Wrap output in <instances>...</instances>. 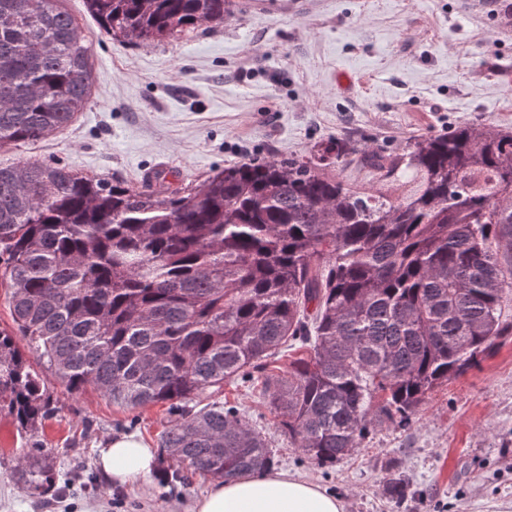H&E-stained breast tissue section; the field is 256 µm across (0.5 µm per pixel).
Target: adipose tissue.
<instances>
[{
  "instance_id": "1",
  "label": "adipose tissue",
  "mask_w": 512,
  "mask_h": 512,
  "mask_svg": "<svg viewBox=\"0 0 512 512\" xmlns=\"http://www.w3.org/2000/svg\"><path fill=\"white\" fill-rule=\"evenodd\" d=\"M155 458V449L125 435L102 449L99 465L107 477L123 485L147 477ZM192 512H343V505L311 481L267 471L216 482L194 501Z\"/></svg>"
}]
</instances>
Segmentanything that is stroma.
Wrapping results in <instances>:
<instances>
[{
  "mask_svg": "<svg viewBox=\"0 0 512 512\" xmlns=\"http://www.w3.org/2000/svg\"><path fill=\"white\" fill-rule=\"evenodd\" d=\"M502 0H238L223 26L134 45L106 35L85 0H64L91 46L90 99L67 128L0 150V161H60L137 187L165 168L172 187L252 159L287 158L338 137L395 148L465 122L512 127V24ZM56 412L34 439L56 479L27 493L13 467L26 449L0 414V512H187L213 480L162 470L112 484L97 464L110 437L161 444L174 412L130 411L95 387L54 383ZM271 439L277 469L339 498L344 512H512V336L436 388L410 428L383 425L329 467L308 462L264 404L261 376L225 384ZM405 501L385 492L393 472Z\"/></svg>",
  "mask_w": 512,
  "mask_h": 512,
  "instance_id": "1",
  "label": "stroma"
}]
</instances>
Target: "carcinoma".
I'll use <instances>...</instances> for the list:
<instances>
[{"label": "carcinoma", "instance_id": "obj_1", "mask_svg": "<svg viewBox=\"0 0 512 512\" xmlns=\"http://www.w3.org/2000/svg\"><path fill=\"white\" fill-rule=\"evenodd\" d=\"M59 2L0 0V149L66 127L87 103L91 47ZM86 3L106 34L140 45L222 26L236 7ZM352 165L372 180L349 181ZM511 277L512 128L465 123L391 152L336 138L175 189L0 162V284L17 327L0 330V412L34 433L55 411L52 379L130 410L167 403V477L231 479L273 466L266 434L203 399L258 371L281 432L331 466L382 424L410 426L431 392L512 335ZM296 344L308 354L268 370ZM15 474L40 494L55 463L34 443ZM407 486L395 472L386 495L400 502Z\"/></svg>", "mask_w": 512, "mask_h": 512}]
</instances>
